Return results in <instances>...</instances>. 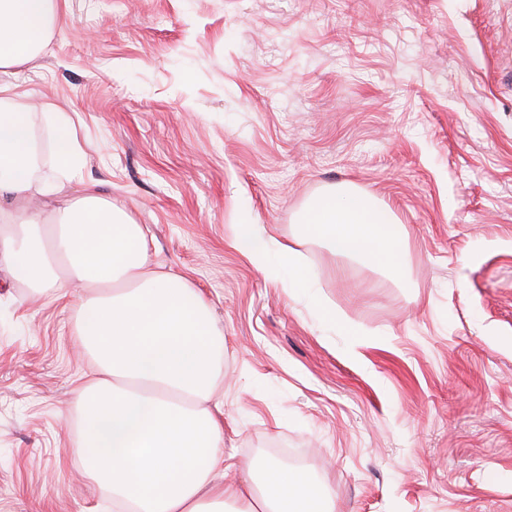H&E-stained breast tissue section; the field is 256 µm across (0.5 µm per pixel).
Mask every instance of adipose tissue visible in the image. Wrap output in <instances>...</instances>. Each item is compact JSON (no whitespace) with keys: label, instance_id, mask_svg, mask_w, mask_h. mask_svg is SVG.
I'll use <instances>...</instances> for the list:
<instances>
[{"label":"adipose tissue","instance_id":"adipose-tissue-1","mask_svg":"<svg viewBox=\"0 0 512 512\" xmlns=\"http://www.w3.org/2000/svg\"><path fill=\"white\" fill-rule=\"evenodd\" d=\"M61 0H0V72L42 50ZM19 103L0 85V199L31 191L57 200L55 221L30 211L25 223L0 234V261L39 294L63 297L71 283L86 288L77 303L78 334L98 360L99 378L77 391V449L89 474L112 495V512H334L325 489L308 475L279 466L263 477L226 475L237 468L224 453V406L213 398L223 370L224 336L204 296L181 277L151 268L140 225L115 212L91 189L63 196V180L80 178L83 151L67 113L44 130L55 152L53 176L37 178L31 130ZM303 236L327 239L339 256H359L404 275L402 226L366 193L326 191L305 210ZM256 267L282 288H296L304 266L281 245L271 268L258 224L234 228Z\"/></svg>","mask_w":512,"mask_h":512}]
</instances>
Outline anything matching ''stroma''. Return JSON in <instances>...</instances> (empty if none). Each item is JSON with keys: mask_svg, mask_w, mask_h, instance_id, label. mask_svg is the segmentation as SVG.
<instances>
[{"mask_svg": "<svg viewBox=\"0 0 512 512\" xmlns=\"http://www.w3.org/2000/svg\"><path fill=\"white\" fill-rule=\"evenodd\" d=\"M69 112L81 177L224 332V450L293 452L336 512H512V0H68L0 83ZM352 184L408 268L297 221ZM299 250L284 291L233 240ZM0 266V512H99L83 473L76 303ZM331 308L335 320L322 310Z\"/></svg>", "mask_w": 512, "mask_h": 512, "instance_id": "obj_1", "label": "stroma"}]
</instances>
